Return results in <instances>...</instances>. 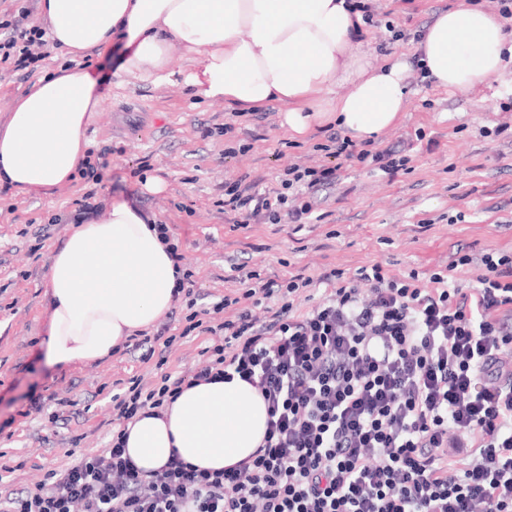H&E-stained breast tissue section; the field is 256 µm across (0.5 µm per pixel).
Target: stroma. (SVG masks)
<instances>
[{"instance_id":"35a3bbf8","label":"stroma","mask_w":512,"mask_h":512,"mask_svg":"<svg viewBox=\"0 0 512 512\" xmlns=\"http://www.w3.org/2000/svg\"><path fill=\"white\" fill-rule=\"evenodd\" d=\"M470 1L376 0L377 15H388L402 37L369 28L355 48L371 66L400 60L409 74L404 109L376 144L413 139L412 160L392 179L370 162H343L336 186L301 226L233 224L222 207L224 186L244 177L271 187L288 165L331 164L325 132L291 138L282 103L258 116L195 97L194 67L179 57L170 70L141 78L121 70L120 52L94 58L103 103L86 138L91 154L111 149L94 205L127 196L169 226L179 265L197 282L193 300L177 304L184 317L242 296L250 274L269 279L287 269L315 278L336 267L351 275L378 262L397 275L426 277L451 266L465 245L476 256L512 253V111L500 108L512 98V59L466 92L426 84L414 59L422 30ZM228 123L234 132H225ZM89 187L79 174L46 195L0 185V468L11 470L0 481L5 494L35 488L72 455L106 447L113 395L135 383L153 388L163 374L204 361V338L177 335L148 359L121 349L98 362L46 363L49 259L74 230L76 202ZM478 273L472 264L452 268L450 277L465 287ZM33 397L41 411L30 409Z\"/></svg>"}]
</instances>
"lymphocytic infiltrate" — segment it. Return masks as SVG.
Here are the masks:
<instances>
[{
	"label": "lymphocytic infiltrate",
	"mask_w": 512,
	"mask_h": 512,
	"mask_svg": "<svg viewBox=\"0 0 512 512\" xmlns=\"http://www.w3.org/2000/svg\"><path fill=\"white\" fill-rule=\"evenodd\" d=\"M20 0L0 8V66L34 71L46 32ZM333 154L371 161L388 175L410 158L402 144L357 148L340 133ZM333 167L288 166L278 183L229 185L226 210L244 224H306ZM466 288L439 269L428 280L382 264L352 277L258 281L218 325L208 361L162 375L158 388L116 405L121 428L36 490L0 500V512H512V255L483 253ZM322 285L298 312L299 290ZM240 377L267 409L263 442L249 459L200 469L171 454L159 469L127 455L126 424L161 416L185 388ZM463 461V470L449 459Z\"/></svg>",
	"instance_id": "1"
}]
</instances>
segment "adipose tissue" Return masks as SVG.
<instances>
[{
    "mask_svg": "<svg viewBox=\"0 0 512 512\" xmlns=\"http://www.w3.org/2000/svg\"><path fill=\"white\" fill-rule=\"evenodd\" d=\"M54 47L80 55L123 46L122 70L160 72L174 52L195 65L197 96L225 106L301 100L284 123L295 136L335 125L372 140L404 108L408 68L370 70L353 51L355 27L346 0H43ZM416 51L436 86L467 91L512 54L497 17L477 6L441 13ZM91 69H58L11 102L0 133V183L40 194L69 181L88 147L86 128L101 106ZM176 268L154 220L126 198L107 215L78 226L49 260L52 294L46 360L63 366L107 358L127 336L152 326L171 307ZM266 406L241 379L185 389L164 417L127 426V448L139 467H162L171 453L221 470L251 456L262 442Z\"/></svg>",
    "mask_w": 512,
    "mask_h": 512,
    "instance_id": "1",
    "label": "adipose tissue"
}]
</instances>
